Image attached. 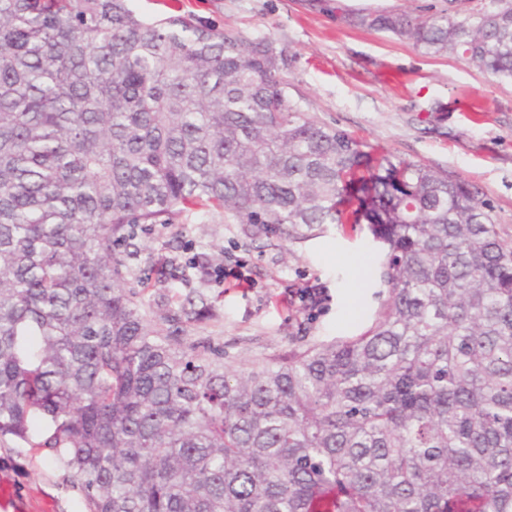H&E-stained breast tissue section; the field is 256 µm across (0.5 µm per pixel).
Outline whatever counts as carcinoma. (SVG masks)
<instances>
[{"label":"carcinoma","instance_id":"1","mask_svg":"<svg viewBox=\"0 0 512 512\" xmlns=\"http://www.w3.org/2000/svg\"><path fill=\"white\" fill-rule=\"evenodd\" d=\"M460 2L312 8L512 78V0ZM291 62L175 8L0 0V440L88 512H512V244L461 178L308 116ZM219 211L367 225L371 323L241 370L158 326L120 248ZM347 10H387V11H411L415 14L422 8L435 5L441 8L446 5L443 0H341Z\"/></svg>","mask_w":512,"mask_h":512}]
</instances>
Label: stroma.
<instances>
[{"instance_id":"35a3bbf8","label":"stroma","mask_w":512,"mask_h":512,"mask_svg":"<svg viewBox=\"0 0 512 512\" xmlns=\"http://www.w3.org/2000/svg\"><path fill=\"white\" fill-rule=\"evenodd\" d=\"M184 12L247 38L267 36L288 49L285 78L319 122L379 150L460 177L493 207L500 237L512 243V80L495 79L459 56L423 54L412 42L353 29L304 0H181ZM130 284L152 318L177 313L190 289L208 294L212 308L192 324L167 322L186 341L223 348L238 368L284 356L297 340L358 335L372 320L382 286L362 285L363 316L348 321L342 296L353 288L347 258L373 255L367 231L346 224L291 239L216 213L208 223L182 214L175 223L136 230ZM222 252L233 275L217 281L197 267ZM172 262L173 290L139 283L149 261ZM317 287L324 301L308 314L295 297ZM0 512H86L79 489L46 457L14 443L0 444Z\"/></svg>"}]
</instances>
